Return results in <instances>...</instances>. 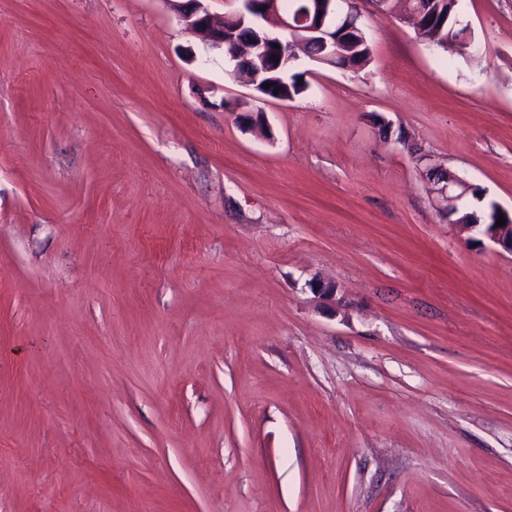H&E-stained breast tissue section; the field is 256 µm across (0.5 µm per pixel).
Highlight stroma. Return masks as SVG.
<instances>
[{
	"label": "stroma",
	"instance_id": "obj_1",
	"mask_svg": "<svg viewBox=\"0 0 512 512\" xmlns=\"http://www.w3.org/2000/svg\"><path fill=\"white\" fill-rule=\"evenodd\" d=\"M387 10L282 102L170 0H0V512H512V255L421 173L512 211V0ZM410 8L418 17L416 34L422 42L448 51V47H467L468 26L458 20L459 0H409ZM419 7V8H417ZM430 170L443 173L441 175L442 179L439 181L435 176L429 179L427 172H423V176L433 185L434 203L442 211L449 212L452 209H457L466 196L474 189L473 185L466 183L446 168L431 166ZM483 193L484 191L481 188L475 187L470 195L482 200L481 196Z\"/></svg>",
	"mask_w": 512,
	"mask_h": 512
}]
</instances>
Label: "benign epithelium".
Masks as SVG:
<instances>
[{"label":"benign epithelium","mask_w":512,"mask_h":512,"mask_svg":"<svg viewBox=\"0 0 512 512\" xmlns=\"http://www.w3.org/2000/svg\"><path fill=\"white\" fill-rule=\"evenodd\" d=\"M174 10L186 29L199 35L213 48L221 49L232 61H248L269 72L288 71L299 60L297 47L315 42L322 55L309 56L312 61H334L345 55L347 34L361 25L364 0H309L310 6L300 11L281 0H237V10L217 15L203 0H173ZM276 18L279 31L266 28V17ZM430 170L442 173V179H429L435 194L434 203L442 211H451L474 189L441 166ZM459 229L468 240L487 241L512 255V224L496 226L490 219L481 224H461Z\"/></svg>","instance_id":"1"}]
</instances>
